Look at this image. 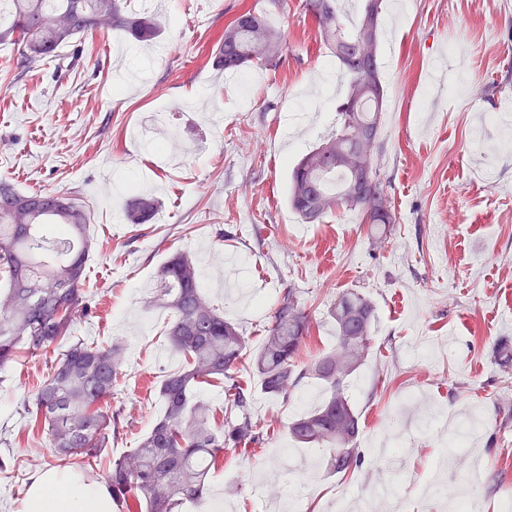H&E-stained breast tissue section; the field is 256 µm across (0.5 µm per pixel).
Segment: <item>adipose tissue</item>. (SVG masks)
Listing matches in <instances>:
<instances>
[{"instance_id":"1","label":"adipose tissue","mask_w":512,"mask_h":512,"mask_svg":"<svg viewBox=\"0 0 512 512\" xmlns=\"http://www.w3.org/2000/svg\"><path fill=\"white\" fill-rule=\"evenodd\" d=\"M22 512H112V503L101 485L51 468L33 477Z\"/></svg>"}]
</instances>
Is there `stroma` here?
Masks as SVG:
<instances>
[{"label":"stroma","instance_id":"stroma-1","mask_svg":"<svg viewBox=\"0 0 512 512\" xmlns=\"http://www.w3.org/2000/svg\"><path fill=\"white\" fill-rule=\"evenodd\" d=\"M263 12L284 38L276 64L241 95L216 70V38L242 7ZM157 46L118 30L84 35L78 67L18 76L16 46H0V179L16 189L75 192L93 247L83 288L95 316L77 327L121 342L120 393L133 422L105 459L136 448L164 406L162 375L183 364L167 340L170 311L153 302L160 266L185 252L225 318L261 345L287 289L312 317L311 354L335 344L328 310L348 289L375 307L373 350L351 381L363 463L328 474L324 449L292 440L307 392L264 393L251 369V413L264 440L225 451L209 473L232 512H457L466 485L475 512L512 497V150L497 118L512 101V0H404L386 9L378 45L386 100L377 163L396 221L384 247L359 211L303 223L288 204L293 166L336 129L340 64L303 0H154ZM159 200L151 224H132L133 189ZM39 367L21 359L0 384V432L18 459L0 472V512H20L38 471L55 467L44 435L18 414ZM303 463L283 470L282 451ZM458 461L444 493L423 477Z\"/></svg>","mask_w":512,"mask_h":512}]
</instances>
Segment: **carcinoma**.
I'll return each instance as SVG.
<instances>
[{
  "label": "carcinoma",
  "instance_id": "1",
  "mask_svg": "<svg viewBox=\"0 0 512 512\" xmlns=\"http://www.w3.org/2000/svg\"><path fill=\"white\" fill-rule=\"evenodd\" d=\"M13 20L0 26V44L19 48L17 69L35 71L66 61L62 49L89 31L111 27L138 42L160 37L163 23L149 12L130 13L124 0H12ZM383 0H363L357 19L345 24L343 0H304L325 44L342 67L347 85L340 122L330 136L293 167L288 202L301 219L314 223L345 206L378 224L377 243L395 223L388 195L377 170L379 121L384 87L380 78L378 36L367 38L372 12ZM283 48L281 32L263 13L243 8L224 26L212 52L213 65L235 72L271 65ZM370 71L376 82L359 73ZM31 205L22 207L19 202ZM158 202L133 197L126 207L132 224L152 221ZM90 213L69 192L25 193L0 181V274L8 276L0 292V374L22 356L45 361L43 380L20 414L33 422L48 449L63 465L92 471L105 449L130 427L117 387L126 376L123 347L77 336V325L95 310L81 288L92 240ZM26 228L21 229L19 225ZM155 302L173 311L168 330L173 351L185 359L183 369L165 376L158 387L164 412L129 454L109 462L105 482L113 502L145 512H183L188 502L208 498L211 464L227 448L238 449L263 439V425L250 411L251 394L239 381L248 340L203 294L201 272L185 255L171 258L159 270ZM335 348L301 364L313 322L290 288L272 315L271 326L250 363L265 392L284 400L302 379L312 376L325 397L313 411L289 426L297 443L328 450L325 469L345 473L362 464L355 448L360 420L347 396L352 376L371 351L374 305L361 293L346 291L331 304ZM224 382V421L197 399L202 384Z\"/></svg>",
  "mask_w": 512,
  "mask_h": 512
}]
</instances>
